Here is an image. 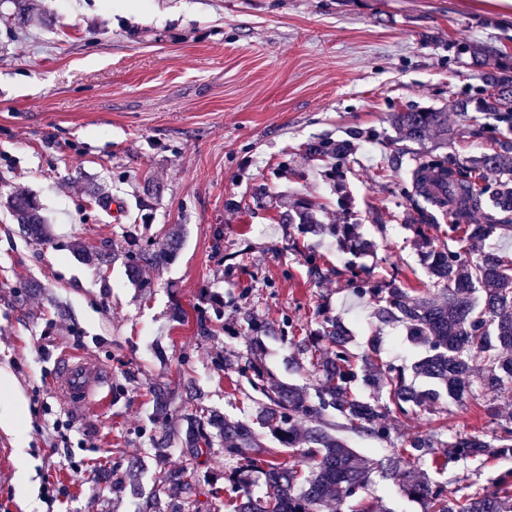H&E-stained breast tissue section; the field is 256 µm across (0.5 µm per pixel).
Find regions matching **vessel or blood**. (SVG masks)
Wrapping results in <instances>:
<instances>
[{
    "instance_id": "obj_1",
    "label": "vessel or blood",
    "mask_w": 512,
    "mask_h": 512,
    "mask_svg": "<svg viewBox=\"0 0 512 512\" xmlns=\"http://www.w3.org/2000/svg\"><path fill=\"white\" fill-rule=\"evenodd\" d=\"M109 381L106 371L96 361L80 353L60 354L54 364L51 387L69 403L83 406L94 402L108 407L104 389Z\"/></svg>"
}]
</instances>
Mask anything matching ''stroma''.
I'll return each instance as SVG.
<instances>
[{"mask_svg":"<svg viewBox=\"0 0 512 512\" xmlns=\"http://www.w3.org/2000/svg\"><path fill=\"white\" fill-rule=\"evenodd\" d=\"M43 25L15 30L14 0H0V195L35 194L50 233L31 240L0 209V366H8L28 413L0 428V512H139L157 488L149 464L151 392L167 387L172 417L189 393L209 409L250 419L219 362L257 351L272 378L306 386L308 364L275 334L317 328L316 307L336 318L356 355L412 361L406 331L372 315L340 271L418 288L429 276L406 223L403 190L426 152L465 161L512 143V125L478 112L485 85L472 50L512 65V0H40ZM468 99L448 115L447 140L399 142L391 116ZM351 140L337 179L305 154L307 144ZM159 190L143 199L146 180ZM106 185L98 202L87 188ZM304 198L325 223L355 224L370 242L354 257L337 239L297 238L282 196ZM224 227V256L212 250ZM162 238L178 230L177 257L133 285L122 260L104 269L82 248L126 251L129 230ZM316 254L332 273L317 280ZM237 268L228 269L226 255ZM223 297L225 331L201 339L181 321L201 291ZM269 326L259 336L244 318ZM82 351L109 374L108 409L73 408L48 383L61 351ZM512 414V396L447 403L449 435L490 433L488 404ZM426 417L395 422L389 440L348 434L374 460L393 455ZM31 470L16 489L19 460ZM138 460L135 489L102 480L113 462ZM512 457L449 464V491L490 484Z\"/></svg>","mask_w":512,"mask_h":512,"instance_id":"stroma-1","label":"stroma"}]
</instances>
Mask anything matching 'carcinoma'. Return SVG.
I'll use <instances>...</instances> for the list:
<instances>
[{
	"instance_id": "cac0c4a2",
	"label": "carcinoma",
	"mask_w": 512,
	"mask_h": 512,
	"mask_svg": "<svg viewBox=\"0 0 512 512\" xmlns=\"http://www.w3.org/2000/svg\"><path fill=\"white\" fill-rule=\"evenodd\" d=\"M38 9L35 0H17L14 24L29 23ZM475 64L489 92L478 106L512 122V73L491 65L482 49H475ZM393 125L401 139L421 142L428 137L448 138V111L443 109L397 112ZM307 154L335 169L345 159L347 148L325 140L306 147ZM495 175L488 182V175ZM412 196L426 203L417 207L421 222L412 225L415 237L426 249L425 260L434 292L431 295L402 282L373 283L349 265L348 282L356 292L374 303V315L381 322L396 321L407 332L408 347L423 348L426 355L415 360L410 370L429 383L418 390L405 369L367 355L356 368L346 337L336 320L318 317V336L328 342L320 349L316 342L288 338V330H277L310 366L317 384L298 387L272 380L264 364L253 356L224 357V369L237 375L238 390L258 406L249 421L219 417L192 397L184 403L180 429L169 427L171 398L164 387L154 389V429L150 441L155 466L159 467L160 495L142 512H199L200 470L211 448L224 449V457L235 466L224 472V482L238 494L233 512H324L336 504L357 500L361 508L352 512H387L379 503H365L369 490L370 462L336 435L333 417L342 418L349 429L361 436L387 439L389 420L409 417L419 411L442 412L445 399L463 404L474 393H498L512 384V260L484 248L500 227L512 222V149L484 153L470 163H456L443 153H429L412 172ZM288 223L301 234L321 233L337 238L346 251L357 254L369 248L356 224H324L317 219L307 200L283 202ZM4 206L14 221L40 239L48 218L35 197L16 192L5 198ZM448 215L457 223L448 231H463L465 247L452 251L448 244L427 234L435 213ZM486 223L474 224V215ZM180 250L177 236L160 242L136 243L124 257L131 278L139 279L146 265L173 260ZM197 335L216 336L224 326L207 317L208 309H194ZM373 390L369 399L358 398L351 389L357 377ZM443 423L407 439L398 457L388 461L382 472L393 476L399 492L423 505V512H512V471L498 476L491 485L463 496H448L447 484L430 478L423 469L432 461L439 469L460 458L478 459L487 454L512 456V422L500 419L491 438L483 435L444 437ZM179 444L185 464L166 468L168 448ZM296 450L298 460L280 461L282 449ZM264 477L266 493L255 498L249 473Z\"/></svg>"
}]
</instances>
